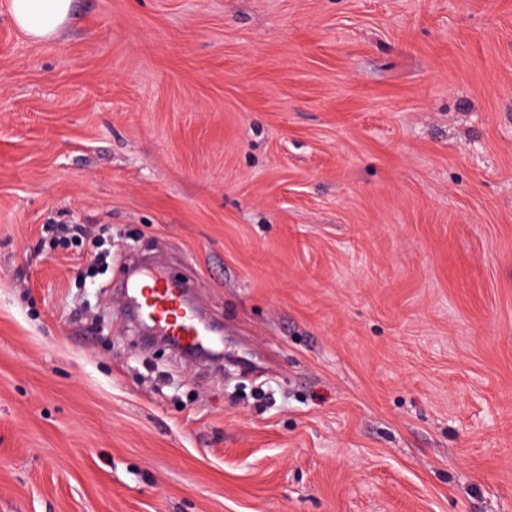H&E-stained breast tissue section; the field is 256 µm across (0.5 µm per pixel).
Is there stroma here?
Wrapping results in <instances>:
<instances>
[{
    "instance_id": "obj_1",
    "label": "stroma",
    "mask_w": 512,
    "mask_h": 512,
    "mask_svg": "<svg viewBox=\"0 0 512 512\" xmlns=\"http://www.w3.org/2000/svg\"><path fill=\"white\" fill-rule=\"evenodd\" d=\"M9 4L0 512H512V0ZM73 0H11L16 28L28 39L43 42L55 37L68 20ZM127 288L129 300L137 305L138 317L165 335L175 336L186 345L196 347L204 341L203 332L194 313L181 299L185 293L177 282L161 273L135 274Z\"/></svg>"
}]
</instances>
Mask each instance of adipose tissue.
Listing matches in <instances>:
<instances>
[{
  "mask_svg": "<svg viewBox=\"0 0 512 512\" xmlns=\"http://www.w3.org/2000/svg\"><path fill=\"white\" fill-rule=\"evenodd\" d=\"M71 7L72 0H11L10 14L24 36L43 42L55 37L68 20Z\"/></svg>",
  "mask_w": 512,
  "mask_h": 512,
  "instance_id": "obj_1",
  "label": "adipose tissue"
}]
</instances>
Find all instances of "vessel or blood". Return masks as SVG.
<instances>
[{
  "label": "vessel or blood",
  "instance_id": "b4317fda",
  "mask_svg": "<svg viewBox=\"0 0 512 512\" xmlns=\"http://www.w3.org/2000/svg\"><path fill=\"white\" fill-rule=\"evenodd\" d=\"M182 293L180 284L155 272H137L127 288V296L135 303L141 320L195 347L203 342V332L194 313L183 304Z\"/></svg>",
  "mask_w": 512,
  "mask_h": 512
}]
</instances>
